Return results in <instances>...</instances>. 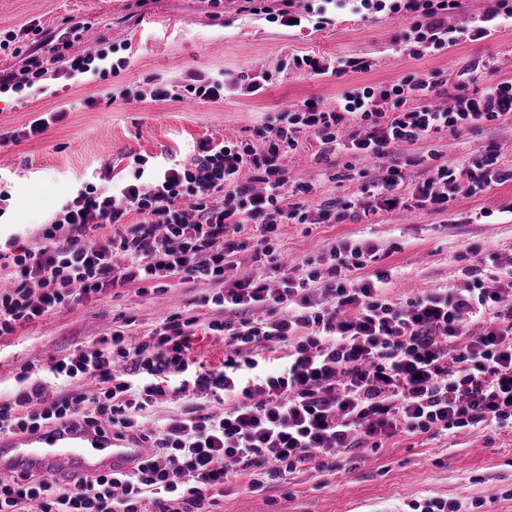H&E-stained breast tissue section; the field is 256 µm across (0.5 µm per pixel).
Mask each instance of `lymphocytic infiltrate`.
I'll return each instance as SVG.
<instances>
[{
  "label": "lymphocytic infiltrate",
  "instance_id": "lymphocytic-infiltrate-1",
  "mask_svg": "<svg viewBox=\"0 0 512 512\" xmlns=\"http://www.w3.org/2000/svg\"><path fill=\"white\" fill-rule=\"evenodd\" d=\"M339 11L375 17L387 12L403 26L393 37L401 54L419 58L463 42L481 41L512 21V0H492L477 19L451 23L461 0H323ZM78 31L28 28L0 50L21 58L0 70V95L70 80L104 60L103 51L71 53ZM364 56L292 55L310 77L368 72ZM270 71L227 70L191 75L182 91L210 103L269 85ZM512 114V80L480 91L449 83L442 71L408 72L388 85L355 87L335 104L307 99L254 127L248 140L201 138L189 161L138 158L144 185L118 181L86 188L62 202L39 232L40 244L0 249V268L13 286L0 291V336L110 288L155 280L220 282L238 269L237 237L254 225L256 255H272L270 235L281 224H342L377 211H447L459 194L473 195L512 179L497 150L481 159L440 163L406 183L394 150L444 130L481 128ZM320 148L317 162L346 153L374 160L378 173L350 194L315 202L314 183L290 180L285 159L305 137ZM250 179H243V172ZM298 203H288V195ZM191 205H184V198ZM137 223H126L128 214ZM103 224L120 225L97 238ZM376 248L341 242L307 260L306 275L273 263L262 278L243 276L208 296L224 311L209 323L224 337L222 369L195 367L189 357L196 318L168 316L132 343L124 330L53 360L59 379H93L95 393L45 397L42 380L21 374L0 399V434L33 435L47 425L69 433L109 430L145 445L130 471L93 475L61 487L28 474L0 475V512H208L229 482L248 476L261 487L268 464L277 474L322 469L362 445L377 449L406 434L432 437L465 429L512 427V252H492L465 268L462 288H430L403 302L384 294L387 271ZM287 347L282 365L268 354ZM196 390L224 396L229 410L201 405L149 424L165 396Z\"/></svg>",
  "mask_w": 512,
  "mask_h": 512
}]
</instances>
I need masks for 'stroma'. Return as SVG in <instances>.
I'll list each match as a JSON object with an SVG mask.
<instances>
[{"mask_svg": "<svg viewBox=\"0 0 512 512\" xmlns=\"http://www.w3.org/2000/svg\"><path fill=\"white\" fill-rule=\"evenodd\" d=\"M240 0H224L214 16L209 0H0V32L23 33L32 23L44 30L62 28L65 20L84 24L86 35L73 46L87 49V34L105 38L107 61L118 75L75 83L51 81V94L0 96V134L26 126L40 113L71 105L65 121L41 136L0 147V245L10 238L35 245L54 209L72 191L100 186L98 172L111 167L115 178L134 181L138 155L183 157L206 135L245 139L265 117L309 98L335 102L347 88L388 84L402 74L447 72L449 81L466 73L472 86L512 79V24L491 37L414 59L393 52L397 29L390 20H362L349 12L333 16L331 25L285 27L267 15L241 13ZM359 55L372 59L365 73L341 78H311L278 70L257 95L230 97L221 103L143 99L148 81L160 77L185 84L190 73L215 74L245 69L264 61L277 66L291 55ZM496 146L500 165L512 168V114L493 125L443 132L405 147V154H437L448 163L477 159ZM318 145L306 140L288 156L290 178L317 180L320 199L344 195L354 184L345 180V156L329 165L315 163ZM498 205L491 217L481 209ZM375 245L381 269L389 271L390 299L400 302L426 288H461V268L472 264L470 247L484 251L512 249V180L489 191L461 195L447 214L380 211L367 224H282L273 240L284 257L301 261L328 251L341 241ZM156 281L114 288L99 297L42 317L0 337V395H9L23 371L44 376L51 358L61 357L124 327L138 337L161 317L178 313L198 317L190 357L208 369L224 365V338L208 322L223 312L202 305L201 298L232 284ZM247 478L225 490L212 512H408L412 502L443 498L468 506L479 501L484 512H512V429L476 428L454 436L397 435L377 452H352L333 470L304 469L251 490Z\"/></svg>", "mask_w": 512, "mask_h": 512, "instance_id": "35a3bbf8", "label": "stroma"}]
</instances>
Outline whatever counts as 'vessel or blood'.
<instances>
[{
	"instance_id": "1",
	"label": "vessel or blood",
	"mask_w": 512,
	"mask_h": 512,
	"mask_svg": "<svg viewBox=\"0 0 512 512\" xmlns=\"http://www.w3.org/2000/svg\"><path fill=\"white\" fill-rule=\"evenodd\" d=\"M144 455V449L127 447L107 433L76 431L62 434L45 427L34 445L0 447V473L30 471L62 480L130 470Z\"/></svg>"
}]
</instances>
